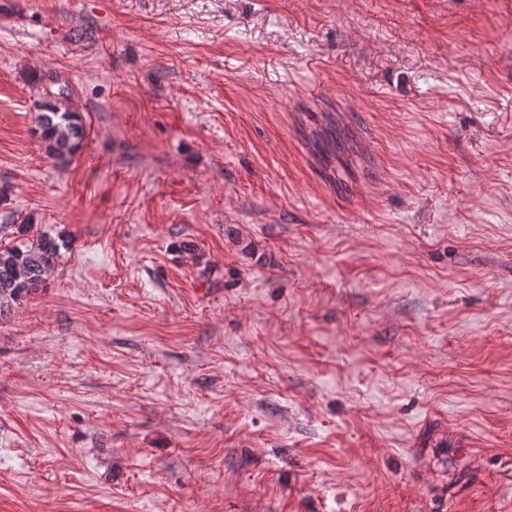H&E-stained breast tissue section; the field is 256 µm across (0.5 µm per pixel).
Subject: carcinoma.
Here are the masks:
<instances>
[{
	"label": "carcinoma",
	"mask_w": 512,
	"mask_h": 512,
	"mask_svg": "<svg viewBox=\"0 0 512 512\" xmlns=\"http://www.w3.org/2000/svg\"><path fill=\"white\" fill-rule=\"evenodd\" d=\"M36 133L45 149L65 165L86 136L82 115L67 98L36 104ZM27 224H0V314L37 293L52 276L66 242L48 232L31 239Z\"/></svg>",
	"instance_id": "cac0c4a2"
}]
</instances>
